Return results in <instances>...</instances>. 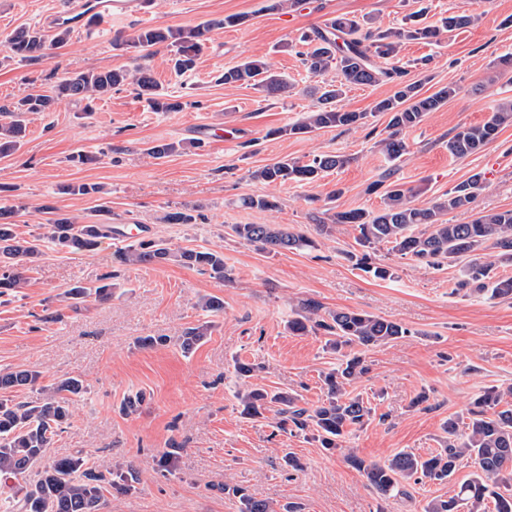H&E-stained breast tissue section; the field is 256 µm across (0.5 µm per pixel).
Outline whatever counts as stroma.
Instances as JSON below:
<instances>
[{"label":"stroma","mask_w":512,"mask_h":512,"mask_svg":"<svg viewBox=\"0 0 512 512\" xmlns=\"http://www.w3.org/2000/svg\"><path fill=\"white\" fill-rule=\"evenodd\" d=\"M146 2L147 17L74 33L58 54L0 66V106H7L26 93L49 91L65 72L130 65V54L112 47L115 32L189 27L229 14L247 17L242 25L214 30L191 73L172 72L166 49H159L154 77L185 101L182 111H153L127 87L98 100L89 118L81 117L80 104L63 102L34 115L21 149L0 157V206L17 209L20 237L38 233L46 221L45 204L81 224L97 221L98 209L108 208L119 230L90 253L43 244L44 255L28 272L22 292L0 301V369H36L47 381L75 375L87 385L51 456L81 451L98 466L133 467L135 488L113 499L112 512H240L231 493L235 486L293 512H422L426 501L452 495L473 472L471 459L461 460L450 481L410 483L406 495L383 501L346 454L373 462L402 450L426 456L440 448L443 423L467 419L471 401L484 388L503 390L511 405L512 300L458 293L459 265L429 268L384 250L379 256L394 275L373 278L346 260V252L356 247L346 225L337 226L318 250L276 255L233 238L229 227L285 224L312 235L329 212L379 210L381 196L368 186L387 175L415 188L414 205L427 207L478 173L483 188L473 210L512 209V125L466 158L450 156L447 148L458 127L482 124L500 99L512 97V82L500 63L512 54V0H302L288 13L264 10L265 0ZM55 3L0 0V40L22 27L47 30ZM420 9L430 25L462 12L475 21L436 42L404 45L400 58L424 92L452 84L457 94L405 133L408 150L399 161H387L376 146L388 118L371 110L390 95L385 85L355 86L343 99L347 110L370 113L365 126L277 135V128L315 105L313 90L324 82L296 54L302 34L324 29L338 16L398 27ZM248 57L263 58L271 72L287 76L288 95L268 98L250 86L217 83L218 74ZM204 131L211 140L203 144ZM172 141L184 142V149L162 159L148 155L149 147ZM80 152L100 160L73 163ZM323 153L349 162L307 185L251 177L264 165ZM81 183L93 186V193L61 191ZM266 195L278 199V210L240 204L242 197ZM186 207L197 210L196 223H163L164 213ZM137 230L174 246L221 250L230 281L174 263L120 264L114 254ZM110 272L117 282L110 301L89 302L62 321L41 323L43 309L58 306L68 288L97 284ZM209 294L223 298V313L213 317L200 308ZM307 301L318 303L324 317L339 309L362 310L411 331L367 351L370 371L350 392L369 401L372 416L339 450L279 431L276 413L264 421L243 418L235 396L233 364L240 360L259 366L256 381L265 388L296 392L300 406L309 409L322 403V375L335 368L338 357L325 350L323 334L296 336L286 329L294 310ZM207 321L212 327L206 339L183 352L178 337ZM142 336H164L168 342L142 349L137 345ZM137 393L144 394L143 405L124 414L122 401ZM174 441L182 445L181 475L168 480L153 457ZM287 452L300 459L302 470L287 468L282 459Z\"/></svg>","instance_id":"1"}]
</instances>
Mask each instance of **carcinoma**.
<instances>
[{
    "label": "carcinoma",
    "mask_w": 512,
    "mask_h": 512,
    "mask_svg": "<svg viewBox=\"0 0 512 512\" xmlns=\"http://www.w3.org/2000/svg\"><path fill=\"white\" fill-rule=\"evenodd\" d=\"M244 15H228L201 22L193 27H141L130 34L118 33L113 47L133 54L128 68L87 70L69 73L57 81L52 94L30 93L12 106L0 108V157L12 155L21 146L27 131L30 114L47 112L59 100L66 98L83 104L89 114L94 102L127 85L145 99L156 112H180L185 103L160 91L152 71L153 49L159 45L172 48L173 69L183 75L195 69L209 33L214 29L234 27L244 22ZM470 15L450 13L441 25L422 23L415 15L409 24L400 28L380 29L362 26L349 18L337 17L324 29L308 37V48L300 52L302 64L312 73L335 72L332 80L317 88L316 105L305 117L291 125L273 131L277 135H303L324 129L350 130L367 124V118L377 113L389 115L388 134L377 142L380 152L396 161L407 151L403 134L416 128L425 116L438 110L456 95L453 86L444 87L432 95L422 93V83L409 77V70L399 58L403 43L430 42L439 34L452 33L469 27ZM69 30L59 29L46 36L41 31L19 28L3 41L5 55L0 59L35 60L52 50L63 47ZM224 84H247L265 95L288 92V82L271 73L261 58H249L235 67L224 70L216 78ZM387 84L393 93L378 100L373 111L355 112L340 105L345 90L352 86ZM512 124V100L502 101L495 112L479 125L460 127L448 138V154L465 158L493 141L500 129ZM348 158L339 154H321L308 162L285 159L265 165L251 177L268 184H310L324 174L340 169ZM481 175L459 183L448 190L446 197L429 207L412 204L413 190L392 181L379 180L368 192L384 189L383 206L376 212L364 209L336 211L328 215V223L317 225V233L329 236L339 224H347L355 232V244L360 251H348L346 256L355 268L376 279L391 276L388 267L372 262L371 253L379 248L409 258L428 267H440L466 260L456 289L468 287L477 294L493 298H512V278L495 273V262L482 259L480 252L492 250L501 261L512 262V210L479 213L468 224H448L441 216L449 210L470 209L481 188ZM42 213L48 215L44 236L54 245L70 253L95 251L105 239L118 234L110 223L76 224L55 213L44 204ZM17 210L0 207V297L12 296L24 288L26 273L42 256L40 239L20 238L13 218ZM231 235L268 254L283 250L314 249L316 240L286 224H233ZM116 260L125 266L177 263L196 268L219 281L229 279L224 267V255L214 249L198 250L171 247L155 239H142L121 249ZM112 275L107 274L94 286L75 285L66 293V308L76 311L88 302L112 299ZM288 332L304 335L323 331L326 348L342 353V362L323 375L325 399L312 410L298 405L291 392H272L251 382L255 367L235 362V372L243 379L237 394L241 414L258 421L277 408L280 415L277 428L310 433L323 448H337L339 442L354 428L370 420L372 408L364 398L348 393L356 380L370 370L364 352L394 342L410 333L404 325L367 312L338 310L325 320L318 316L312 302L302 304L296 317L288 320ZM209 325L204 323L188 328L180 337V346L192 349L207 336ZM358 351H352V348ZM39 371L23 369L0 370V481L15 484L0 498V512H103L112 496L132 490L133 469L103 472L90 464L81 454L61 458L49 456L56 438L70 424L74 415L75 398L85 391L82 379L75 376L57 378L40 386L43 398L32 404L18 401L15 394L39 386ZM503 393L487 388L473 402L468 422L448 419L442 427V447L423 457L413 451H401L387 461L367 462L354 453L347 461L367 480L381 498L403 493L404 483H443L452 477L459 462L468 457L476 471L458 485L446 499L434 498L426 503L423 512H487L486 502L492 501L493 512H512V407L499 409ZM181 446L172 443L162 452L158 467L162 476H177V455ZM238 496L240 512H277L268 501L258 499L242 487H232Z\"/></svg>",
    "instance_id": "cac0c4a2"
}]
</instances>
